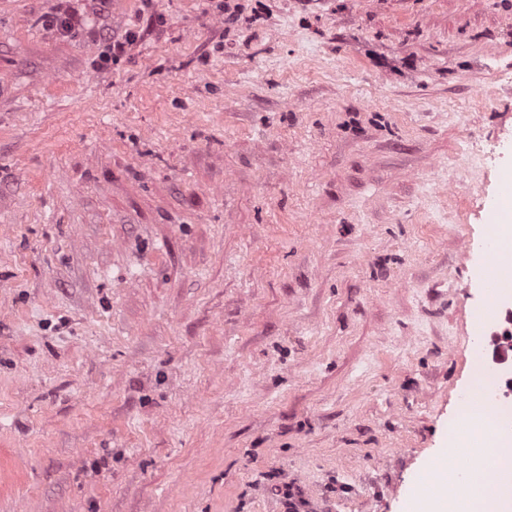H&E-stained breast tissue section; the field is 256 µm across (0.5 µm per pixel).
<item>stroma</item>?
<instances>
[{
	"label": "stroma",
	"mask_w": 512,
	"mask_h": 512,
	"mask_svg": "<svg viewBox=\"0 0 512 512\" xmlns=\"http://www.w3.org/2000/svg\"><path fill=\"white\" fill-rule=\"evenodd\" d=\"M57 5L0 0V512H402L475 364L512 0ZM55 12L48 16V25L61 35H69L83 26L82 15L69 3L71 1H59ZM134 41L135 34L133 32H127L121 39H113L109 42L107 53L100 55L98 60L95 61V65L103 68L110 61H112V64L119 61L120 57L127 52Z\"/></svg>",
	"instance_id": "obj_1"
}]
</instances>
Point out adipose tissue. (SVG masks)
Wrapping results in <instances>:
<instances>
[{"label":"adipose tissue","mask_w":512,"mask_h":512,"mask_svg":"<svg viewBox=\"0 0 512 512\" xmlns=\"http://www.w3.org/2000/svg\"><path fill=\"white\" fill-rule=\"evenodd\" d=\"M489 404L476 394H468L457 412V436L442 440L423 469L424 481L414 483L406 495V512H495V504L485 484L490 455L477 442L475 432L486 422ZM463 449L469 461L464 473L446 465L449 447Z\"/></svg>","instance_id":"1"}]
</instances>
